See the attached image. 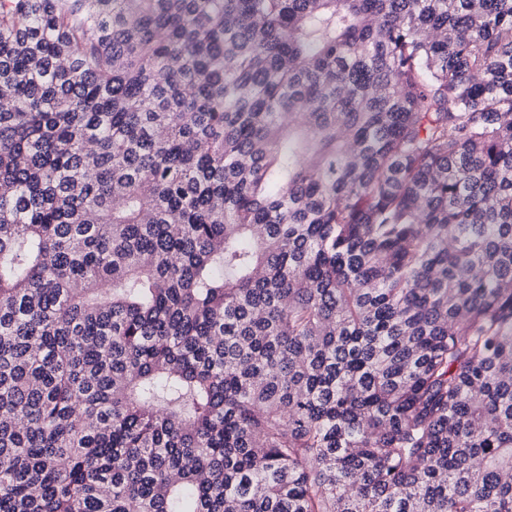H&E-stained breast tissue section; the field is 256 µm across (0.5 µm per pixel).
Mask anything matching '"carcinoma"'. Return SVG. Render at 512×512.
Returning <instances> with one entry per match:
<instances>
[{
  "label": "carcinoma",
  "mask_w": 512,
  "mask_h": 512,
  "mask_svg": "<svg viewBox=\"0 0 512 512\" xmlns=\"http://www.w3.org/2000/svg\"><path fill=\"white\" fill-rule=\"evenodd\" d=\"M0 512H512V0H0Z\"/></svg>",
  "instance_id": "carcinoma-1"
}]
</instances>
